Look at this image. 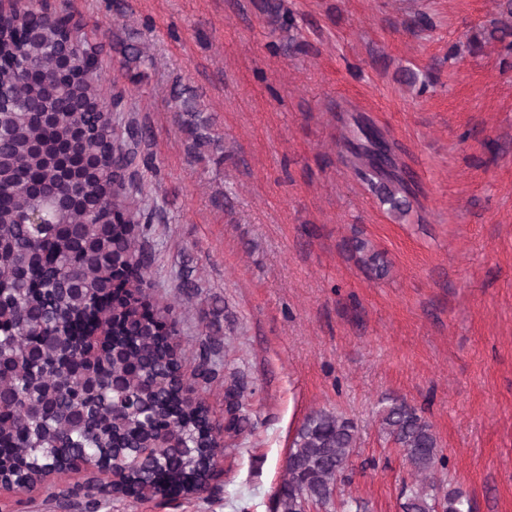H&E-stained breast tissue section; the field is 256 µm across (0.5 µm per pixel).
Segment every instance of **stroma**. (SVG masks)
Listing matches in <instances>:
<instances>
[{
  "label": "stroma",
  "mask_w": 512,
  "mask_h": 512,
  "mask_svg": "<svg viewBox=\"0 0 512 512\" xmlns=\"http://www.w3.org/2000/svg\"><path fill=\"white\" fill-rule=\"evenodd\" d=\"M72 2L102 46V101L123 93L150 131L153 301L182 306L189 370L198 310L222 300L251 422L230 440L219 493L101 512H273L295 431L318 409L358 427L341 498L401 512L417 477L379 424L396 400L432 425L442 490L473 512H512V57L494 40L467 46L504 0H280L289 29L266 0ZM119 39L152 56L141 82L121 71ZM177 83L200 95L222 144L201 161L170 108ZM360 120L394 148L405 215L343 161ZM356 239L384 257V277L350 251ZM187 270L202 287L190 301ZM0 512L81 510L0 487Z\"/></svg>",
  "instance_id": "1"
}]
</instances>
